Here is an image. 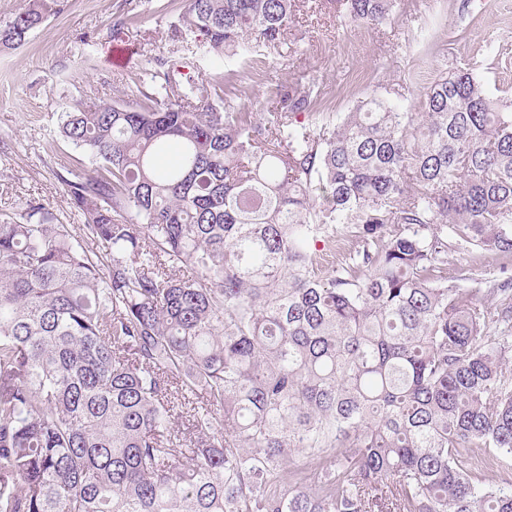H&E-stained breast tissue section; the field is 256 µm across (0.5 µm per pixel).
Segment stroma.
I'll return each mask as SVG.
<instances>
[{
    "instance_id": "35a3bbf8",
    "label": "stroma",
    "mask_w": 512,
    "mask_h": 512,
    "mask_svg": "<svg viewBox=\"0 0 512 512\" xmlns=\"http://www.w3.org/2000/svg\"><path fill=\"white\" fill-rule=\"evenodd\" d=\"M44 24L16 49L0 51V214L20 202H40L65 224L78 223L60 177L67 171L94 174L97 164L82 150L56 136V108L43 86L55 80L56 97L91 109L109 102H141L140 75L148 60L177 59L178 42L168 37L174 13L156 10L157 0H49ZM128 16L113 29L114 15ZM503 52L489 68L490 46ZM125 46L130 63L115 69L113 47ZM451 68L480 72L486 91L512 98V0H398L383 24L371 26L344 15L340 0H298L285 41L260 54L225 59L219 72L230 75L249 112L276 106L279 85H311L326 112L351 111L358 101L379 95L417 111L420 88ZM201 62L194 79L215 72ZM503 257L453 246L448 273H465L492 310L502 305L486 281L495 279Z\"/></svg>"
}]
</instances>
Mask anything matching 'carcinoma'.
I'll use <instances>...</instances> for the list:
<instances>
[{
    "label": "carcinoma",
    "mask_w": 512,
    "mask_h": 512,
    "mask_svg": "<svg viewBox=\"0 0 512 512\" xmlns=\"http://www.w3.org/2000/svg\"><path fill=\"white\" fill-rule=\"evenodd\" d=\"M394 4L343 0L374 26ZM293 8L185 0L188 54L142 103L61 110L103 171L61 178L76 230L0 215V512H512L466 456L512 454V276L496 313L448 277L450 238L512 256V102L463 68L418 112L314 126L311 87L259 116L184 77L279 46Z\"/></svg>",
    "instance_id": "cac0c4a2"
}]
</instances>
